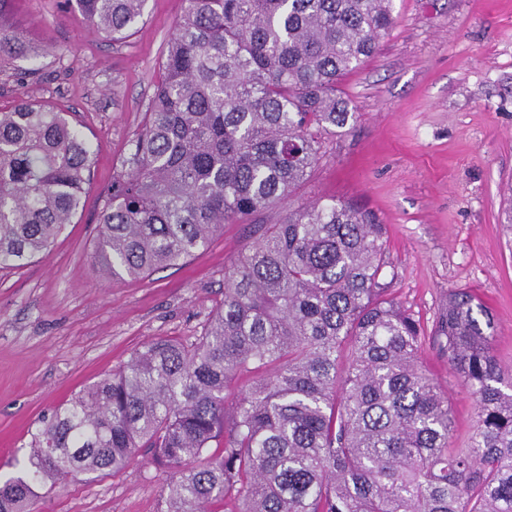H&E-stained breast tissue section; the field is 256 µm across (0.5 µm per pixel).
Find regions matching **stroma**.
Masks as SVG:
<instances>
[{
	"label": "stroma",
	"mask_w": 512,
	"mask_h": 512,
	"mask_svg": "<svg viewBox=\"0 0 512 512\" xmlns=\"http://www.w3.org/2000/svg\"><path fill=\"white\" fill-rule=\"evenodd\" d=\"M186 0H147L124 43L92 32L57 0H17L13 27L41 56L0 57V107L19 97L71 112L96 149L83 207L48 255L0 271V482L22 473L50 409L118 370L157 336L190 343L224 297V273L289 205L228 224L182 265L136 278L103 275L93 258L102 196L121 168ZM395 23L338 90L358 113L326 135L291 205L332 197L365 204L388 228L386 280L425 325L449 289H471L496 320L494 353L512 368V0H394ZM447 392L451 447L465 448L476 400L448 358L425 345ZM166 479L147 452L117 476L44 486L37 512H158Z\"/></svg>",
	"instance_id": "stroma-1"
}]
</instances>
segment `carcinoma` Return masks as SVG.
Here are the masks:
<instances>
[{"instance_id": "carcinoma-1", "label": "carcinoma", "mask_w": 512, "mask_h": 512, "mask_svg": "<svg viewBox=\"0 0 512 512\" xmlns=\"http://www.w3.org/2000/svg\"><path fill=\"white\" fill-rule=\"evenodd\" d=\"M0 0V54L37 56ZM147 0H59L121 42ZM94 258L112 278L177 266L226 224L290 200L324 136L357 113L337 85L373 55L393 0H187ZM95 152L68 114L0 108V270L48 254L83 205ZM385 225L351 201L288 208L224 273L197 342L158 337L41 420L0 512L35 488L116 475L139 449L168 473L158 512H512V371L494 321L448 290L428 330L381 283ZM448 353L476 397L470 447L419 353ZM229 402L226 393L239 385Z\"/></svg>"}]
</instances>
